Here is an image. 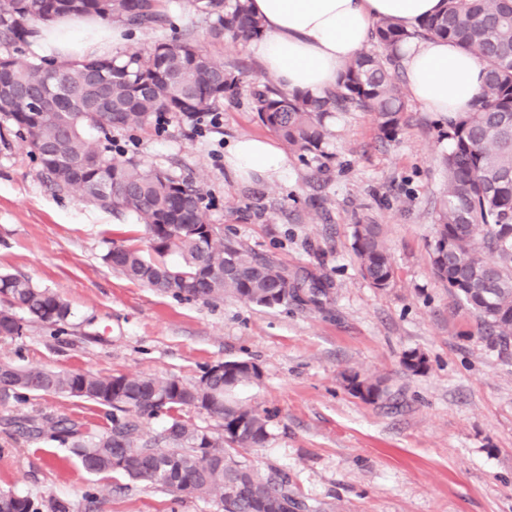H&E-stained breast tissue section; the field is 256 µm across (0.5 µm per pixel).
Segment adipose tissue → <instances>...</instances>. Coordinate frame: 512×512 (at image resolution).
<instances>
[{
  "label": "adipose tissue",
  "mask_w": 512,
  "mask_h": 512,
  "mask_svg": "<svg viewBox=\"0 0 512 512\" xmlns=\"http://www.w3.org/2000/svg\"><path fill=\"white\" fill-rule=\"evenodd\" d=\"M441 7L442 0H250L264 24L250 48L288 91L321 93L335 86L376 22L390 19L411 30ZM401 55L410 94L429 111H467L481 90V66L447 40H413ZM224 163L241 179L288 171L286 156L267 137L237 140Z\"/></svg>",
  "instance_id": "obj_1"
}]
</instances>
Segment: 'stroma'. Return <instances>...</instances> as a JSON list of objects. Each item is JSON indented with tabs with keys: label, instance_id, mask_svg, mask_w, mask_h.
I'll return each mask as SVG.
<instances>
[{
	"label": "stroma",
	"instance_id": "obj_1",
	"mask_svg": "<svg viewBox=\"0 0 512 512\" xmlns=\"http://www.w3.org/2000/svg\"><path fill=\"white\" fill-rule=\"evenodd\" d=\"M169 22L125 29L121 43L90 24L85 40L108 55L192 33L226 66L239 89L216 106L223 122L205 137L170 116L110 132L125 156L191 177L216 230L288 270L326 275L323 308H262L226 297L183 300L130 282L104 261L115 245L146 247L142 224L54 191L17 127L0 119V273L28 277L60 295L71 317L50 326L26 320L0 338V361L19 367L103 375L199 378L213 364L246 359L258 381L231 400L269 415L263 446L240 452L263 471L288 472L303 496L331 512H512V347L480 334L473 311L433 273L431 212L445 175L442 118L409 101L395 140L372 113L337 112L320 154L288 155L278 180L237 179L224 165L245 136H268L252 93L266 80L247 43H214L210 18L188 0H165ZM381 225L395 269L392 287L361 274L353 228ZM426 358L411 374L404 354ZM383 379L388 395L367 403L346 375ZM93 402L24 394L0 401V491L55 497L72 512H218L209 498L87 472L50 437L67 417L82 432L111 426ZM39 423L37 437L19 421Z\"/></svg>",
	"mask_w": 512,
	"mask_h": 512
}]
</instances>
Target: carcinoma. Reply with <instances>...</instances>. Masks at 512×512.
Returning a JSON list of instances; mask_svg holds the SVG:
<instances>
[{
	"label": "carcinoma",
	"instance_id": "cac0c4a2",
	"mask_svg": "<svg viewBox=\"0 0 512 512\" xmlns=\"http://www.w3.org/2000/svg\"><path fill=\"white\" fill-rule=\"evenodd\" d=\"M213 19L215 42L247 41L263 34L249 0H189ZM64 16L117 20L134 29L163 26V0H0V39L24 41L37 26ZM442 38L473 57L485 71L480 95L467 112H450L448 149L440 158L447 181L433 209L431 263L435 276L477 314L481 330L503 346L512 343V0H445L439 13L412 31L384 20L347 63L336 86L322 94L284 93L270 81L253 92L254 112L299 157L321 152L325 119L351 109L373 112L389 139L404 125L407 103L395 82L400 47L410 39ZM238 81L223 60L186 34L157 41L125 58L87 54L56 62L0 64V119L25 134L43 171L58 191L145 227L149 251L115 246L104 256L129 281L175 298L216 301L234 297L264 308L294 304L322 308L331 282L298 275L258 255L208 222L196 185L132 158L108 154L99 134L141 127L163 114L192 118L211 112ZM353 248L363 277L375 288L393 285L394 268L380 225L357 224ZM178 256L171 264L167 257ZM22 311L50 325L70 316L57 294L24 276L0 274V337L23 333ZM258 378L255 364L234 360L224 373L203 381L178 377L99 375L19 368L0 363V400L28 392L91 401L112 409V426L86 439L68 419L51 429L72 440L71 452L90 473L188 490L215 499L222 512H326L322 502L300 496L288 474L260 471L235 453L262 446L269 416L226 399V393ZM196 408L224 421L220 441L178 416ZM169 417L161 442L137 444L139 418ZM0 512H70L68 504L0 492Z\"/></svg>",
	"mask_w": 512,
	"mask_h": 512
}]
</instances>
